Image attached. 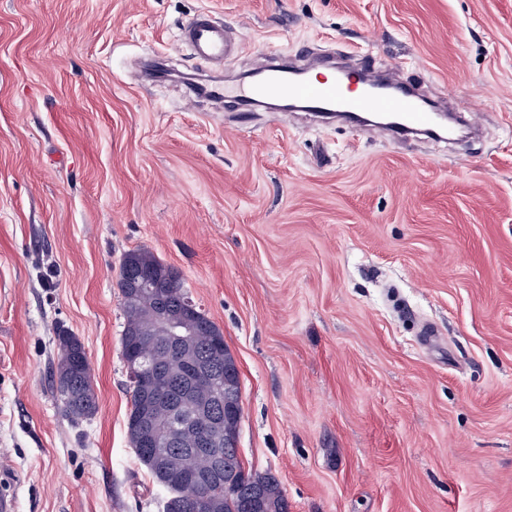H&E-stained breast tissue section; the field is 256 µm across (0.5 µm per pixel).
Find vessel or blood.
<instances>
[{
	"label": "vessel or blood",
	"instance_id": "obj_1",
	"mask_svg": "<svg viewBox=\"0 0 512 512\" xmlns=\"http://www.w3.org/2000/svg\"><path fill=\"white\" fill-rule=\"evenodd\" d=\"M182 37L198 60L221 65L239 53L238 44L205 11L184 26ZM202 97L237 112L251 111L262 100H278L315 116L348 123L358 115L374 113L381 120L366 124L368 132L396 141L440 137L434 109L423 103L419 88L398 69L376 70L362 64L340 69L330 58L322 59L315 69L301 64L271 65L236 94H228L219 80Z\"/></svg>",
	"mask_w": 512,
	"mask_h": 512
}]
</instances>
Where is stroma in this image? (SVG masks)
Segmentation results:
<instances>
[{
  "label": "stroma",
  "instance_id": "obj_1",
  "mask_svg": "<svg viewBox=\"0 0 512 512\" xmlns=\"http://www.w3.org/2000/svg\"><path fill=\"white\" fill-rule=\"evenodd\" d=\"M248 64L355 49L482 114L397 144L143 85L198 11ZM183 277L241 376L240 454L290 512H512V0H0V486L15 512H159L127 435L124 253ZM78 336L98 397L50 379ZM57 342L59 360L52 384L54 397L71 422L90 419L97 411L98 401L84 346L77 336L64 330L58 333Z\"/></svg>",
  "mask_w": 512,
  "mask_h": 512
}]
</instances>
